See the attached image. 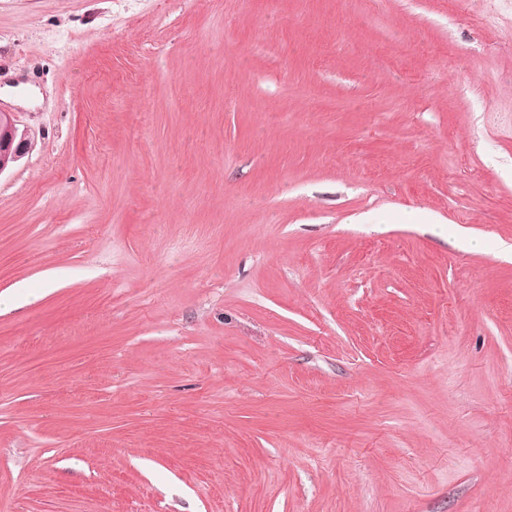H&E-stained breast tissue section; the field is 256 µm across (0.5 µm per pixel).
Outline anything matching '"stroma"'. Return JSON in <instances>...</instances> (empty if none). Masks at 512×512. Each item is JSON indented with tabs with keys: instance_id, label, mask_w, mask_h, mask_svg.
I'll return each instance as SVG.
<instances>
[{
	"instance_id": "35a3bbf8",
	"label": "stroma",
	"mask_w": 512,
	"mask_h": 512,
	"mask_svg": "<svg viewBox=\"0 0 512 512\" xmlns=\"http://www.w3.org/2000/svg\"><path fill=\"white\" fill-rule=\"evenodd\" d=\"M7 84L0 506L512 512V0H0ZM20 126L14 112L0 110V175L32 148L28 130Z\"/></svg>"
}]
</instances>
